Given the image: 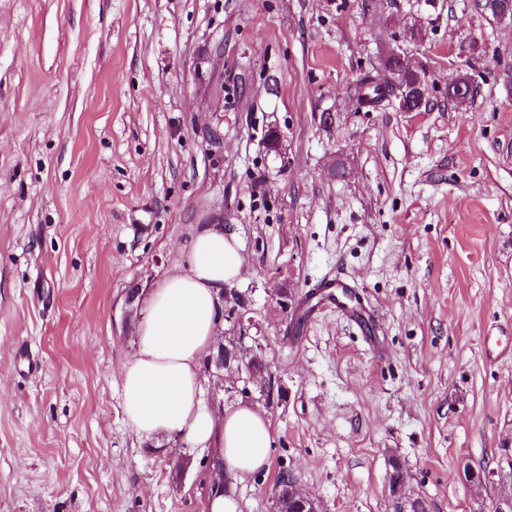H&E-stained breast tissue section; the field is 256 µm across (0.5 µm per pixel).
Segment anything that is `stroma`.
Instances as JSON below:
<instances>
[{
  "label": "stroma",
  "mask_w": 512,
  "mask_h": 512,
  "mask_svg": "<svg viewBox=\"0 0 512 512\" xmlns=\"http://www.w3.org/2000/svg\"><path fill=\"white\" fill-rule=\"evenodd\" d=\"M396 47L426 111L357 110ZM207 224L244 257L221 334L243 320L274 377L202 382L270 422L268 468L223 478L239 512H274L282 471L322 512H391L393 456L428 512L512 490V357L482 350L512 336V24L473 0H0V512H205L213 449L138 438L120 370L127 293ZM325 278L370 329L305 310Z\"/></svg>",
  "instance_id": "stroma-1"
}]
</instances>
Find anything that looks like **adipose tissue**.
Returning a JSON list of instances; mask_svg holds the SVG:
<instances>
[{
    "label": "adipose tissue",
    "instance_id": "obj_1",
    "mask_svg": "<svg viewBox=\"0 0 512 512\" xmlns=\"http://www.w3.org/2000/svg\"><path fill=\"white\" fill-rule=\"evenodd\" d=\"M243 269L237 236L220 224L194 229L181 264L149 293L137 348L120 374L123 410L138 437L169 433L189 448L218 449L239 479L268 466L270 424L248 404L206 405L201 381L218 342L222 292Z\"/></svg>",
    "mask_w": 512,
    "mask_h": 512
}]
</instances>
